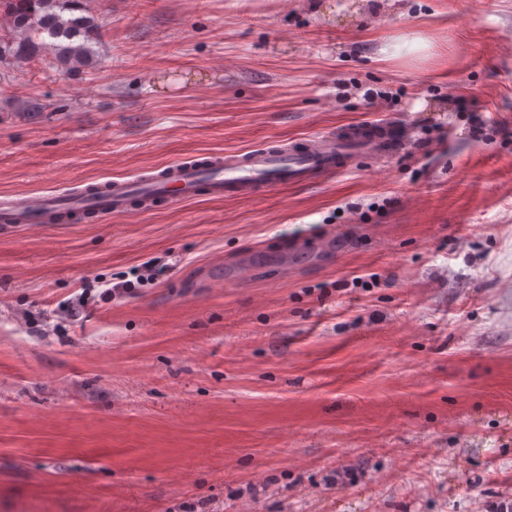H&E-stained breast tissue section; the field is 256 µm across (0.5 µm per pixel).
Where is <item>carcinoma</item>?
<instances>
[{"mask_svg": "<svg viewBox=\"0 0 512 512\" xmlns=\"http://www.w3.org/2000/svg\"><path fill=\"white\" fill-rule=\"evenodd\" d=\"M79 8L76 0H0V12L13 31L10 39L0 38V59L48 51L72 70L92 65L94 52L88 42L99 23L92 15H72Z\"/></svg>", "mask_w": 512, "mask_h": 512, "instance_id": "obj_1", "label": "carcinoma"}]
</instances>
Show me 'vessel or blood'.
I'll return each instance as SVG.
<instances>
[{
	"label": "vessel or blood",
	"mask_w": 512,
	"mask_h": 512,
	"mask_svg": "<svg viewBox=\"0 0 512 512\" xmlns=\"http://www.w3.org/2000/svg\"><path fill=\"white\" fill-rule=\"evenodd\" d=\"M388 136L342 140L333 136L308 138L303 148L257 147L195 162L173 163L128 179L95 185L84 195L48 193L0 201V227L65 224L73 212L90 209L98 217L147 211L157 200L188 201L208 192L214 197H250L284 185L313 184L348 169L364 155L381 157L395 150Z\"/></svg>",
	"instance_id": "vessel-or-blood-1"
}]
</instances>
